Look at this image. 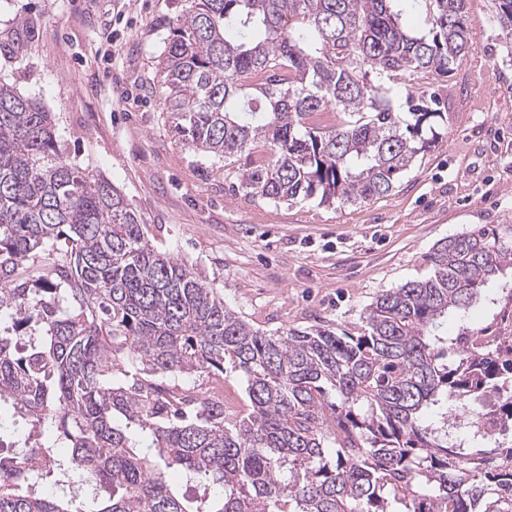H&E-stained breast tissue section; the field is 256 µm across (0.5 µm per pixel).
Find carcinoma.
<instances>
[{"mask_svg":"<svg viewBox=\"0 0 512 512\" xmlns=\"http://www.w3.org/2000/svg\"><path fill=\"white\" fill-rule=\"evenodd\" d=\"M187 2L161 105L187 148L224 159L234 192L352 205L443 139L434 96L399 109L385 81L469 52L465 0H424L418 30L400 0ZM492 4L512 34V0ZM253 146L264 156L235 171ZM429 259L432 275L377 295L359 336L265 334L155 246L106 179L63 160L54 115L0 81V402L56 429L33 450L0 438V512H512V445L472 432L450 446L447 431L450 401L471 425L512 423V338L438 333L512 265V225ZM227 364L241 416L186 383ZM169 469L202 493L172 490Z\"/></svg>","mask_w":512,"mask_h":512,"instance_id":"1","label":"carcinoma"}]
</instances>
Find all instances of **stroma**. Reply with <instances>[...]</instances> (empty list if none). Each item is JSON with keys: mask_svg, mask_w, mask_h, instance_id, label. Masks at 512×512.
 <instances>
[{"mask_svg": "<svg viewBox=\"0 0 512 512\" xmlns=\"http://www.w3.org/2000/svg\"><path fill=\"white\" fill-rule=\"evenodd\" d=\"M185 0H0V79L54 113L62 156L102 172L179 261L225 304L273 333L313 325L360 335L381 291L428 277L443 239L512 225V42L491 0H466L471 50L446 74L396 84L434 93L440 143L388 195L356 205L269 203L233 193L224 163L189 150L159 99L158 61ZM512 300V270L442 327L490 325Z\"/></svg>", "mask_w": 512, "mask_h": 512, "instance_id": "obj_1", "label": "stroma"}]
</instances>
